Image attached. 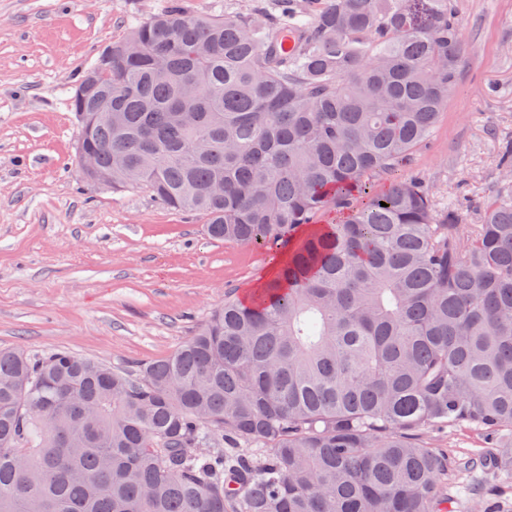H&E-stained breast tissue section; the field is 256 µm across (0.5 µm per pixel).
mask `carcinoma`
Wrapping results in <instances>:
<instances>
[{
	"label": "carcinoma",
	"instance_id": "obj_1",
	"mask_svg": "<svg viewBox=\"0 0 512 512\" xmlns=\"http://www.w3.org/2000/svg\"><path fill=\"white\" fill-rule=\"evenodd\" d=\"M111 46L70 97L99 174L275 271L136 370L0 349V512H453L424 436L512 431V185L479 224L410 175L353 199L447 108L454 0H173ZM184 7L191 13L207 16L216 12H236L244 9L252 0H182Z\"/></svg>",
	"mask_w": 512,
	"mask_h": 512
}]
</instances>
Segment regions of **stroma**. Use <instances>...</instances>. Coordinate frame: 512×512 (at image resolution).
<instances>
[{"label":"stroma","mask_w":512,"mask_h":512,"mask_svg":"<svg viewBox=\"0 0 512 512\" xmlns=\"http://www.w3.org/2000/svg\"><path fill=\"white\" fill-rule=\"evenodd\" d=\"M168 0H0V347L57 349L122 369L186 342L225 296L254 293L274 269L263 250L208 236L200 217L147 190L86 181L69 98L78 74L131 19ZM467 55L448 106L407 174L438 211L479 221L504 184L512 144V0H455ZM491 440L456 426L430 436L460 464L457 512Z\"/></svg>","instance_id":"obj_1"}]
</instances>
